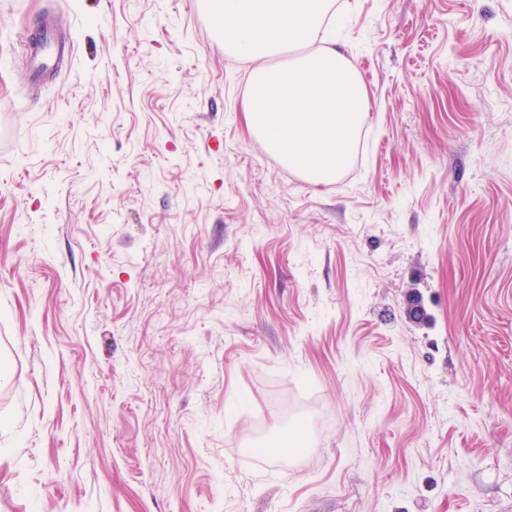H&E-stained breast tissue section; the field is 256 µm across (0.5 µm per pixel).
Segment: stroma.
Listing matches in <instances>:
<instances>
[{
	"mask_svg": "<svg viewBox=\"0 0 512 512\" xmlns=\"http://www.w3.org/2000/svg\"><path fill=\"white\" fill-rule=\"evenodd\" d=\"M334 2L316 185L203 0H0V512H512V0ZM70 52V45L59 28L45 22L28 38L27 53L33 61L34 71L42 73L61 65Z\"/></svg>",
	"mask_w": 512,
	"mask_h": 512,
	"instance_id": "35a3bbf8",
	"label": "stroma"
}]
</instances>
